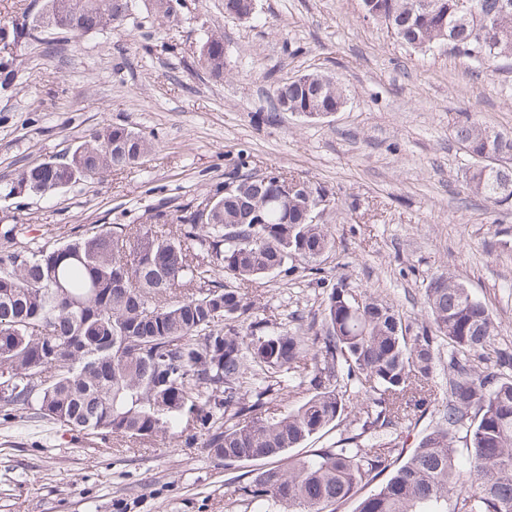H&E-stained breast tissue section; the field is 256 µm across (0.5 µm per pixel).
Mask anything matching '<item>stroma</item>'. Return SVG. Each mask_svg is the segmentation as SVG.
I'll use <instances>...</instances> for the list:
<instances>
[{"label": "stroma", "mask_w": 512, "mask_h": 512, "mask_svg": "<svg viewBox=\"0 0 512 512\" xmlns=\"http://www.w3.org/2000/svg\"><path fill=\"white\" fill-rule=\"evenodd\" d=\"M177 21L136 0L120 26L77 42L51 41L17 59L0 87V180L62 156L91 129L124 124L154 145L144 165L51 197L0 200V227L23 240L61 241L100 224H148L185 207L225 172L280 170L321 183L335 249L320 263L399 309L426 316L424 290L448 271L487 304L496 344L512 352V209L468 195L472 158L453 123L470 112L512 132V62L482 70L447 47L401 45L363 20L360 0H256L228 17L224 0H181ZM219 33L230 70L215 80L195 58ZM335 74L348 103L326 118L264 120L273 83ZM258 313L307 327L326 291L297 269L244 284ZM254 462L225 466L202 441L168 434L127 448L25 411H0V512H232L226 485Z\"/></svg>", "instance_id": "35a3bbf8"}]
</instances>
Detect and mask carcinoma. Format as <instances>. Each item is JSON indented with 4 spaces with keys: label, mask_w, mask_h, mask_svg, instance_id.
Returning a JSON list of instances; mask_svg holds the SVG:
<instances>
[{
    "label": "carcinoma",
    "mask_w": 512,
    "mask_h": 512,
    "mask_svg": "<svg viewBox=\"0 0 512 512\" xmlns=\"http://www.w3.org/2000/svg\"><path fill=\"white\" fill-rule=\"evenodd\" d=\"M122 0H43L72 39L128 19ZM364 18L418 50L448 53L480 67L512 49V0H360ZM178 0H154L157 18L177 19ZM37 17L0 27L4 79L16 52L43 41ZM198 66L214 79L227 70L224 37L201 43ZM345 90L321 72L273 87L274 101L332 111ZM455 138L487 160L469 171L472 195L512 205V133L470 112ZM152 141L126 125L91 130L67 152L70 164L43 162L19 174L26 193L92 183L143 164ZM239 190L219 185L176 218L158 210L151 226L89 227L60 242L31 246L13 224L0 229V407L32 412L88 435L144 443L181 429L217 459H279L233 483L238 512H512V354L495 345L489 308L456 276L432 278L424 292L428 322L413 330L394 307L339 278L326 292L317 331L293 332L255 312L239 288L216 279L262 280L294 273L335 248L309 213L334 194L283 171L229 172ZM260 211L263 223L249 216ZM448 344V398L406 460L394 432L430 403L437 345ZM308 398L278 416L267 407L286 389ZM360 400L353 428L301 457L287 455L324 436ZM468 449L462 469L457 443Z\"/></svg>",
    "instance_id": "cac0c4a2"
}]
</instances>
